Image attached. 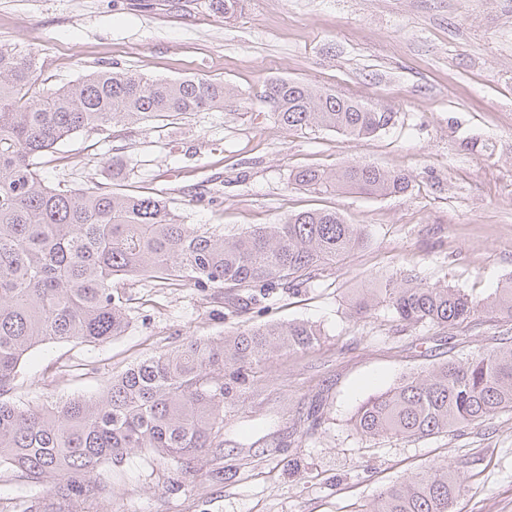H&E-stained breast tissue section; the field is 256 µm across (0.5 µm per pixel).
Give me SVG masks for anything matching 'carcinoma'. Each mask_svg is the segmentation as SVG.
I'll return each instance as SVG.
<instances>
[{
	"instance_id": "1",
	"label": "carcinoma",
	"mask_w": 512,
	"mask_h": 512,
	"mask_svg": "<svg viewBox=\"0 0 512 512\" xmlns=\"http://www.w3.org/2000/svg\"><path fill=\"white\" fill-rule=\"evenodd\" d=\"M31 52L0 46V469L46 486L53 504L112 497L94 478L134 451L169 459L194 477V461L224 430V408L255 366L283 349L314 346L321 330L289 321L191 338L112 375L96 397L21 408L7 399L21 361L46 342L102 343L129 326L126 288H233L265 295L297 291L315 272L360 247L366 227L334 211L307 210L282 224L238 234L187 224L169 201L90 180L44 183L37 165L75 133L114 120L137 122L224 107V84L205 78L153 79L131 70L89 71L73 84L37 85ZM265 102L287 129L375 134L393 112L288 79L267 82ZM295 184L314 193H404L406 175L368 164L330 175L304 168ZM417 328L456 325L483 310L512 319V278L490 300L446 283L388 277L355 304L365 318L379 305ZM512 410V337L492 351L448 360L404 376L357 408L353 428L365 438H425L480 424ZM461 483L450 466L431 468L381 492L365 512H453Z\"/></svg>"
}]
</instances>
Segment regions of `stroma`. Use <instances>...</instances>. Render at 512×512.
<instances>
[{
  "mask_svg": "<svg viewBox=\"0 0 512 512\" xmlns=\"http://www.w3.org/2000/svg\"><path fill=\"white\" fill-rule=\"evenodd\" d=\"M210 0H0V46L30 50L40 86L119 67L151 78L223 82V108L135 125L112 122L62 140L38 171L45 183L112 180L159 194L189 224L225 233L312 209L365 225L369 239L298 292L263 303L246 292L152 288L129 293L130 326L100 344L46 343L23 360L9 398L22 407L101 393L112 375L190 337L242 325L307 320L319 343L255 369L224 412V444L195 462L199 477L132 454L113 465L112 496L62 512H362L388 486L436 466L456 469L455 512H512V411L424 439H369L351 418L406 373L491 351L512 321L415 330L353 299L402 272L477 298L512 277V0H244L232 16ZM285 78L394 114L375 135L286 129L264 100ZM367 163L404 173L407 192L319 195L292 181ZM318 425L308 430L307 413ZM0 470V512L47 498Z\"/></svg>",
  "mask_w": 512,
  "mask_h": 512,
  "instance_id": "35a3bbf8",
  "label": "stroma"
}]
</instances>
